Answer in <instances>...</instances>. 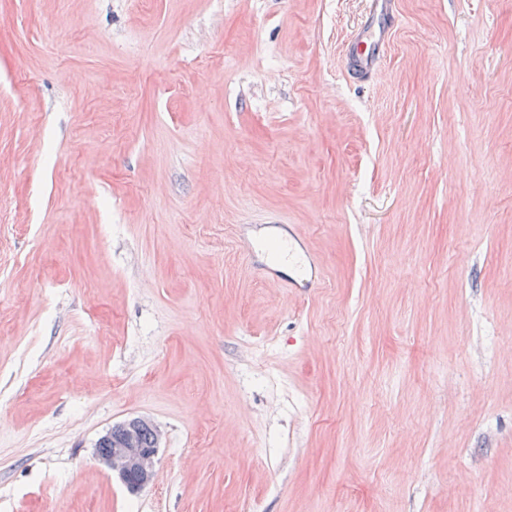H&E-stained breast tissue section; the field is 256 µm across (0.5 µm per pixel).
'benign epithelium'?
<instances>
[{
	"label": "benign epithelium",
	"mask_w": 512,
	"mask_h": 512,
	"mask_svg": "<svg viewBox=\"0 0 512 512\" xmlns=\"http://www.w3.org/2000/svg\"><path fill=\"white\" fill-rule=\"evenodd\" d=\"M161 433L143 417H130L113 425L98 440L95 456L131 493L155 478Z\"/></svg>",
	"instance_id": "benign-epithelium-1"
}]
</instances>
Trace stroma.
Returning <instances> with one entry per match:
<instances>
[{
  "label": "stroma",
  "mask_w": 512,
  "mask_h": 512,
  "mask_svg": "<svg viewBox=\"0 0 512 512\" xmlns=\"http://www.w3.org/2000/svg\"><path fill=\"white\" fill-rule=\"evenodd\" d=\"M395 7L0 0V512H512V0ZM160 440L155 424L143 417H130L106 431L97 442L95 456L129 492L138 493L154 481Z\"/></svg>",
  "instance_id": "stroma-1"
}]
</instances>
